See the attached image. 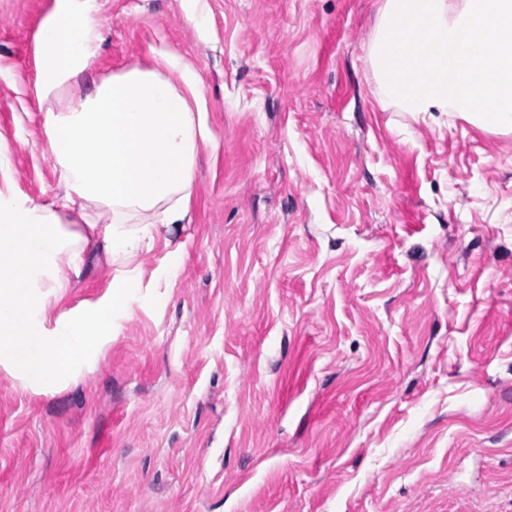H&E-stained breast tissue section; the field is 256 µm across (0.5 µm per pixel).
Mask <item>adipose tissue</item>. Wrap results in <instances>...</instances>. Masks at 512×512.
<instances>
[{
  "mask_svg": "<svg viewBox=\"0 0 512 512\" xmlns=\"http://www.w3.org/2000/svg\"><path fill=\"white\" fill-rule=\"evenodd\" d=\"M103 35L88 0H56L35 36L45 143L64 187L47 206L0 191V367L27 389L51 392L82 365L104 360L115 315L131 313L140 296L130 276H116L103 304L61 314L54 328L42 319L82 274V253L95 244L118 266L150 250L160 232L185 220L197 142H212L201 91L191 72L182 86L164 75V54L75 96L98 56ZM105 206L109 221L81 230L62 219L76 200Z\"/></svg>",
  "mask_w": 512,
  "mask_h": 512,
  "instance_id": "ef3b65f1",
  "label": "adipose tissue"
}]
</instances>
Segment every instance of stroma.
Wrapping results in <instances>:
<instances>
[{"label":"stroma","instance_id":"obj_1","mask_svg":"<svg viewBox=\"0 0 512 512\" xmlns=\"http://www.w3.org/2000/svg\"><path fill=\"white\" fill-rule=\"evenodd\" d=\"M53 2L0 0V190L41 205ZM92 3L80 92L169 54L217 145L105 361L52 395L0 369V512H512V131L382 108L378 0ZM83 258L45 327L120 272Z\"/></svg>","mask_w":512,"mask_h":512}]
</instances>
